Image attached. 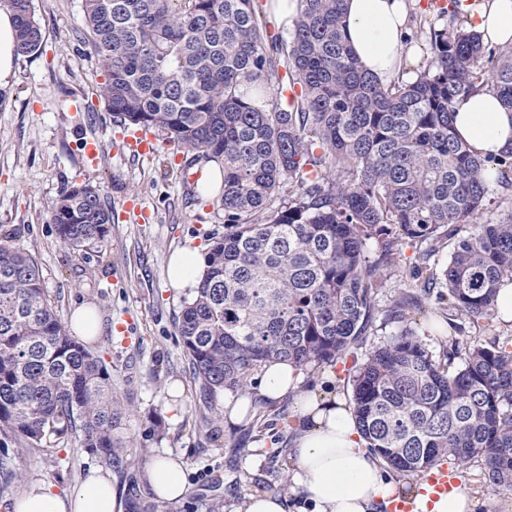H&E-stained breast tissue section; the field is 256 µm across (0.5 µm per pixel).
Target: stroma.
Returning a JSON list of instances; mask_svg holds the SVG:
<instances>
[{
  "label": "stroma",
  "mask_w": 512,
  "mask_h": 512,
  "mask_svg": "<svg viewBox=\"0 0 512 512\" xmlns=\"http://www.w3.org/2000/svg\"><path fill=\"white\" fill-rule=\"evenodd\" d=\"M33 4L45 35L43 50L17 60L6 101L0 104V235L15 231L17 244L36 257L45 292L61 318L82 304L95 307L101 331L92 347L111 365L115 390L132 404L125 426L135 463L131 491L139 501L152 503L140 478L154 457L169 456L184 463L188 490L180 501L161 502L159 512H209L215 500L222 502L223 512H243L248 495L260 486L287 505L299 503L301 489L284 487V469L273 456L290 443L282 419L293 416L292 401L254 399L243 423H228L219 398L201 397L175 328L189 294L168 284L170 253L182 248L205 252L207 235L224 233V212L215 197L202 195L196 181L186 178L187 171L201 170L202 159L163 140L147 158L117 150L120 129L99 96L101 64L79 38L82 0ZM447 4L418 0L412 11L420 56L411 71L426 68L429 32L442 28L439 11ZM87 141L101 144L97 160L86 157L82 145ZM85 182L98 187L115 221L104 240L75 252L59 241L51 207L64 188ZM132 200L146 211V222L127 220L126 205ZM408 287L402 270L391 272L377 297L367 347L397 331V324L385 322L384 312ZM462 325V333H453L435 302L411 318L412 328L439 358L454 335L464 343L512 336V323L495 318L466 319ZM153 412L164 422L160 440L149 434ZM15 464L22 476L0 486L4 506L34 478L69 494L100 462L72 434L55 448L21 455ZM457 473L480 498V512H501L512 501V491L488 485L480 460L458 467Z\"/></svg>",
  "instance_id": "obj_1"
}]
</instances>
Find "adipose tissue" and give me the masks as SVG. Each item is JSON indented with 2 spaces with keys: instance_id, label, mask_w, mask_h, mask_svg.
Masks as SVG:
<instances>
[{
  "instance_id": "1",
  "label": "adipose tissue",
  "mask_w": 512,
  "mask_h": 512,
  "mask_svg": "<svg viewBox=\"0 0 512 512\" xmlns=\"http://www.w3.org/2000/svg\"><path fill=\"white\" fill-rule=\"evenodd\" d=\"M468 29L482 40L512 45V0H459ZM410 0H344L345 34L359 64L380 82H392L418 49L406 42ZM454 128L470 148L496 167L512 154V110L484 87L455 106ZM205 263L201 255L179 249L169 258L171 287H197ZM303 376L292 364L272 360L262 368L258 392L270 402L296 396L294 434L288 448L291 482L304 499L298 512H382L396 491L379 457L366 446L353 414L338 394L333 377L319 392L302 394ZM155 499L184 497L188 476L182 462L154 458L143 475ZM415 512H477L480 505L468 481L433 500L414 493ZM10 512H118L108 468L101 467L72 494L62 496L50 484L33 481L15 498Z\"/></svg>"
}]
</instances>
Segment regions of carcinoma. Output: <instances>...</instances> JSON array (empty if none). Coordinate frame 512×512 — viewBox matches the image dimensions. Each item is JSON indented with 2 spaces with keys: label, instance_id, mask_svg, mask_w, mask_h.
Here are the masks:
<instances>
[{
  "label": "carcinoma",
  "instance_id": "carcinoma-1",
  "mask_svg": "<svg viewBox=\"0 0 512 512\" xmlns=\"http://www.w3.org/2000/svg\"><path fill=\"white\" fill-rule=\"evenodd\" d=\"M0 6L16 16L17 52H39L32 0ZM82 14L113 121L224 160V236L212 237L206 273L176 320L200 389L246 395L271 359L305 370L353 353L406 242L417 251L407 276L421 291L399 292L384 314L399 331L349 375L360 433L399 474L477 458L492 488L511 490L512 340L462 352L454 339L442 364L404 322L434 291L461 332L455 318L490 319L512 281V212L467 227L492 181L452 126L454 105L480 86L512 109V48L487 47L454 17L430 32L433 56L414 82L385 85L346 42L343 0H299L289 39L272 41L255 0H82ZM282 69L301 92L268 109ZM51 221L81 251L114 216L84 184L60 193ZM130 413L110 366L47 299L36 259L4 234L0 447L18 444L20 454L78 430L85 452L126 478Z\"/></svg>",
  "mask_w": 512,
  "mask_h": 512
}]
</instances>
